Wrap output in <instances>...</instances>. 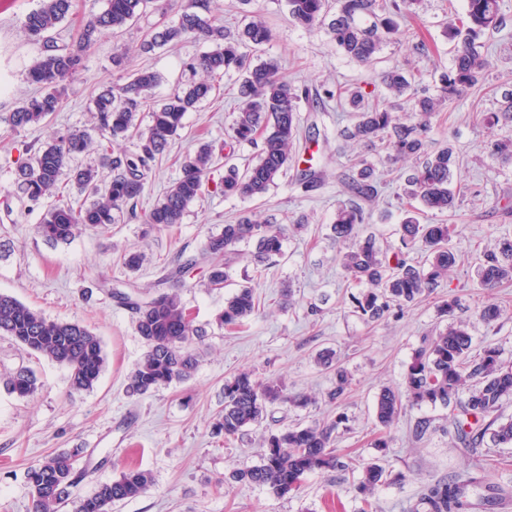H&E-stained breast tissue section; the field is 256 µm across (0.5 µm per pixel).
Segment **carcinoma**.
<instances>
[{"label":"carcinoma","instance_id":"obj_1","mask_svg":"<svg viewBox=\"0 0 512 512\" xmlns=\"http://www.w3.org/2000/svg\"><path fill=\"white\" fill-rule=\"evenodd\" d=\"M74 0H41L40 6L25 16L28 35L42 44L39 57L27 70L28 83L38 93L24 100L6 117L13 128L46 122L63 103L65 83L77 74L90 48L104 34L113 37L124 31L142 12L149 0H107L106 8L91 16L80 28L71 45L54 44L52 33L71 13ZM417 0H389L380 8L378 0H336V15L328 18L329 0H287L292 21L313 30L327 25L330 40L350 59L370 64L376 59L383 42L401 34L397 18L415 15ZM501 0H466L464 14L450 22L448 36L456 42L452 66L441 74V94L414 100V120L379 104H366L363 95L354 94L350 104L356 121L347 137L374 146L381 144L393 163L414 160L418 165L405 178L404 194L410 201L399 224L398 245L383 248L371 235H362L360 225L368 223L369 214L359 205L342 204L336 208L332 231L343 244L337 259L346 277L366 287L351 302L366 322H377L392 309H403L434 292L458 267V255L451 246L456 233L453 224H425L419 208L411 201L436 213L455 208L459 191L452 187L454 150L444 147L430 152L427 135L432 119L445 101L459 97L475 85L486 67V32L503 24ZM193 38L210 45V50L194 57L188 67L205 79L189 85L152 111L151 124L142 132L135 123L143 110L149 91L158 76L141 69L118 86L107 87L94 98L99 141L90 132L71 131L40 149L33 163L18 170L19 193L31 204L58 196V178L71 160L97 145L108 151L112 143L135 134L137 151L121 152L107 158L112 168L111 181L101 187L90 168L72 171V182L91 198L77 207L59 202L44 214L40 224L42 236L52 242H67L81 231L112 224L114 213L135 210L145 189V172L160 156L169 151L183 129L186 113L213 90L209 78L237 73L239 112L227 133L225 146L260 144L257 162L244 170L229 167L224 171L222 188L226 196L262 198L279 176L290 167L291 147L298 133L299 103L310 100L306 91L292 88L283 80L278 62H254L250 52L271 39V30L255 14L243 28L232 34L208 15L206 0H186L178 22L154 31L141 44L144 53L171 42ZM383 85L395 96L410 88V81L399 68L380 74ZM488 128L512 124V103L486 117ZM484 152L491 159H512V141L489 138ZM213 160L208 143L198 146L195 154L182 166V175L167 189L162 199L144 215L143 223L156 230L178 223L187 206L203 194L206 175ZM357 171L347 183L353 196L376 201L378 177L375 167L360 159ZM286 228L262 224L251 215L226 224L221 232L207 237L202 258L212 259L208 287L223 288L229 269L237 256L236 246L255 242L251 262L256 269L282 255V238ZM417 249L425 254L424 265L409 257ZM480 284L488 289L512 281V237H502L481 252L476 269ZM118 301L135 315L137 334L145 352L131 372L126 392L144 396L162 385L189 379L198 360L191 346L202 341L205 330L194 324L178 292H161L147 301L127 293H116ZM252 280L237 285L225 302L218 323L225 327H242L258 312ZM0 335L13 337L28 350L65 365L70 386L75 392L90 390L97 382L106 362L102 340L78 323L51 320L27 307L16 298L0 293ZM35 378L21 372L9 383L11 392L25 397L35 391ZM351 388L347 373L336 368L328 399L341 404ZM312 402L306 395H292L274 382H262L248 372H240L224 382V413L215 433L229 440L248 428L261 424L268 409L275 404L305 407ZM512 402V360L502 359L498 348L487 345L473 353V338L466 325L450 327L425 336L407 367L401 388L383 387L377 395L375 414L384 427L395 423L405 406L440 404L450 409L448 419L455 425L456 439L466 448H474L490 439L495 447L512 446V418L503 419V405ZM348 416L338 412L329 420L311 425L293 424L270 434L267 451L260 464L230 473L235 483L267 488L278 497L296 493L304 478L314 471L336 469L359 472L358 490L368 497L386 482L385 470L377 463L365 466L345 461L336 455L334 444L339 431L347 429ZM481 464H476L466 481L450 476L426 487L409 512H469L472 503L465 490L481 482ZM87 475L76 464V455L59 453L30 467L26 482L30 489L33 512H53L52 506L68 501L71 489ZM153 479L139 468H128L111 482L103 483L96 493L84 499L77 512H112V506L146 493Z\"/></svg>","mask_w":512,"mask_h":512}]
</instances>
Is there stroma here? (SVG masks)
<instances>
[{"mask_svg":"<svg viewBox=\"0 0 512 512\" xmlns=\"http://www.w3.org/2000/svg\"><path fill=\"white\" fill-rule=\"evenodd\" d=\"M184 3L149 0L120 39L102 38L87 52L82 70L65 85L61 111L49 123L14 130L5 116L36 91L25 73L41 46L26 33L24 20L39 0H0V292L48 318L88 327L100 336L107 357L94 388L74 394L66 367L0 335V512H32L27 468L64 452L77 454L88 474L73 488L70 505L59 512H75L76 502L129 467L151 472L153 485L142 496L116 504L112 512H358V478L339 470L308 474L299 493L284 497L227 479L233 469L260 463L264 440L271 433L296 421L326 420L340 408L349 422L335 444L337 454L380 464L390 476L373 498V512H407L425 487L462 471L471 461L486 469L485 481L467 489L473 512H500L499 488L512 493V447H461L448 422L449 411L440 405L407 408L386 428L378 423L374 404L382 387L401 386L422 337L459 321L467 324L474 349L492 345L503 358L512 359V282L488 290L474 272L481 249L499 237L512 236V160L492 164L482 152L488 136L484 113L496 111L504 97H512V0H502L506 26L485 37L489 67L478 83L435 115L428 135L430 149L453 145L454 179L470 189L454 212L424 216L429 224L457 225L452 245L460 263L434 293L404 313L393 312L373 323L364 322L351 307L350 297L359 288L336 262L331 224L337 204L353 200L342 180L361 154L375 162L382 180L368 230L380 244L394 243L403 217L399 193L404 171L369 148L350 150L341 131L354 117L351 110L337 109L335 101H328L322 112L305 102L300 105L295 150L321 176L308 192L297 185V170L292 167L263 199L224 195L220 184L226 164L255 163L258 150L246 144L236 147L232 159L224 157V139L237 116L238 82L236 76L221 75L213 78L211 95L186 113L170 154L149 173L135 213L117 214L115 224L83 230L70 242L51 243L39 231L50 200L32 208L16 198L18 166L32 162L37 150L56 134L90 128L93 99L103 87L123 84L135 69L148 68L159 76L149 93L153 106L192 81L185 63L207 51V44L185 39L149 54L139 51L152 30L177 22ZM208 3L212 15L231 31L241 28L250 15L266 19L272 37L259 56L276 60L288 84L308 88L314 95L337 89L347 96L358 90L372 103L388 102L379 74L395 66L421 73L417 93L437 92L439 76L454 55L448 22L465 8V0H419L415 16L402 19L400 25L415 31L416 39H424L429 54L415 50L416 39L390 41L374 64L363 65L345 57L325 30L312 32L293 24L286 0ZM120 50L127 60L117 68L112 57ZM205 141L212 144L216 162L204 193L188 205L180 224L148 229L142 214L162 198L179 178L186 156ZM245 214L269 224L302 222L306 228L286 235L282 256L260 273L250 260L253 244H240L233 283L225 288L208 287V263L191 268L180 296L196 325L207 331L195 346L198 367L187 381L142 397L129 396L128 376L145 347L132 313L116 302L113 290L133 284L145 300L167 290L171 270L199 255L210 234ZM131 250L144 254L134 272L122 261ZM253 274L258 277L257 315L240 328L219 327L216 317L234 293L235 282ZM287 290L292 293L288 301L282 297ZM450 296L458 299L455 314L440 316L439 307ZM488 299L501 308L500 318L490 324L479 316ZM327 350L352 378L351 392L339 407L325 399L332 371L316 362ZM23 369L36 378L37 389L27 397L7 389L9 379ZM244 370L281 382L289 393L315 396L316 402L304 408L275 407L244 438L224 442L213 434L224 407V382ZM424 418L432 419L433 428L419 439L414 429ZM381 437L389 443L383 450L374 446Z\"/></svg>","mask_w":512,"mask_h":512,"instance_id":"1","label":"stroma"}]
</instances>
